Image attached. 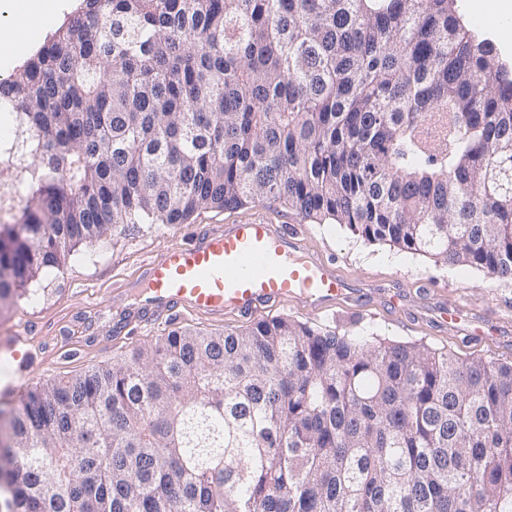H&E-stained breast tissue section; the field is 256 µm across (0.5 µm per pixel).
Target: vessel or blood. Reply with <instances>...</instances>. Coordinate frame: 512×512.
<instances>
[{
  "instance_id": "1",
  "label": "vessel or blood",
  "mask_w": 512,
  "mask_h": 512,
  "mask_svg": "<svg viewBox=\"0 0 512 512\" xmlns=\"http://www.w3.org/2000/svg\"><path fill=\"white\" fill-rule=\"evenodd\" d=\"M296 247L260 217L207 233L193 246L170 249L151 262L144 306L184 303L209 315L227 310L253 314L288 300L319 308L342 295L345 283L335 270L300 260L294 255ZM4 351L12 367L0 375V393L17 397L28 380L27 337H12Z\"/></svg>"
}]
</instances>
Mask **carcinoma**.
<instances>
[{
	"mask_svg": "<svg viewBox=\"0 0 512 512\" xmlns=\"http://www.w3.org/2000/svg\"><path fill=\"white\" fill-rule=\"evenodd\" d=\"M459 0H82L0 81V306L256 201L512 281V72ZM0 512H512V363L288 316L24 394Z\"/></svg>",
	"mask_w": 512,
	"mask_h": 512,
	"instance_id": "carcinoma-1",
	"label": "carcinoma"
}]
</instances>
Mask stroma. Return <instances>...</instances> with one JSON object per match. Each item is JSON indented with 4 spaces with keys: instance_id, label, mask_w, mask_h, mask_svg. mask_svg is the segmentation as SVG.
Instances as JSON below:
<instances>
[{
    "instance_id": "obj_1",
    "label": "stroma",
    "mask_w": 512,
    "mask_h": 512,
    "mask_svg": "<svg viewBox=\"0 0 512 512\" xmlns=\"http://www.w3.org/2000/svg\"><path fill=\"white\" fill-rule=\"evenodd\" d=\"M257 216L298 236L300 257L332 265L348 285L343 299L322 312L284 301L255 318L232 310L214 318L186 307L146 312L137 305L153 259L191 245L202 232ZM457 306L465 310L462 320H445L444 311ZM286 315L370 340L424 343L465 359L512 363V281L370 244L334 221L306 220L265 201L203 210L183 224H129L102 243L79 247L64 267L47 271L29 294L0 308V343L26 332L34 387L111 363L178 327L224 331ZM476 326L482 334H473Z\"/></svg>"
}]
</instances>
